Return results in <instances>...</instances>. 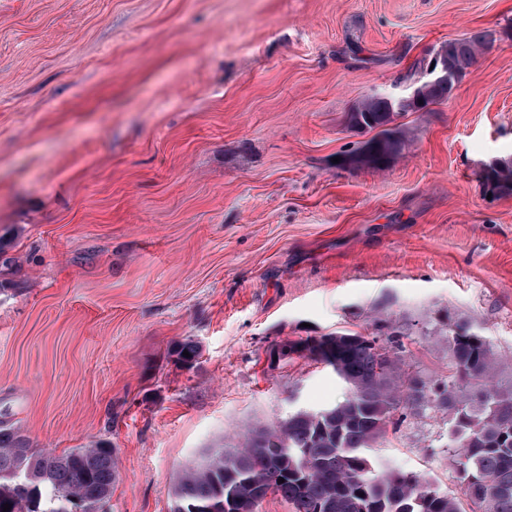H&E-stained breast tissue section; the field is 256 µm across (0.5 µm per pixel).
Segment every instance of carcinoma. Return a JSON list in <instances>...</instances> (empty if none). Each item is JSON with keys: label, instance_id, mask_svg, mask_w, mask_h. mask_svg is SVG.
<instances>
[{"label": "carcinoma", "instance_id": "1", "mask_svg": "<svg viewBox=\"0 0 512 512\" xmlns=\"http://www.w3.org/2000/svg\"><path fill=\"white\" fill-rule=\"evenodd\" d=\"M494 41L495 33L484 31L442 45L435 55L448 67V81L431 88L432 101L448 99ZM400 115L397 102L385 96L364 98L346 113L349 130H378L357 147L369 152L365 166L382 169L401 153L406 134L396 124ZM490 181L493 192L512 191V163H498ZM472 330L465 319L448 322L451 375L434 392L454 418L449 463L469 510L430 481L375 469L366 449L386 434L397 411L429 401L426 384L402 376L377 339L338 333L312 340L309 354L320 361L328 357L329 345L343 343L335 372L348 397L328 415H291L248 432L238 448L208 449L177 477L171 512H259L260 487L291 503L295 512H512V384L494 383L495 354ZM175 355L190 367L200 350L188 341ZM115 478L109 446L60 455L36 451L19 429L0 425V512L5 504L11 505L8 512H101Z\"/></svg>", "mask_w": 512, "mask_h": 512}]
</instances>
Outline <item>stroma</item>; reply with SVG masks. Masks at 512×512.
Masks as SVG:
<instances>
[{"label": "stroma", "instance_id": "35a3bbf8", "mask_svg": "<svg viewBox=\"0 0 512 512\" xmlns=\"http://www.w3.org/2000/svg\"><path fill=\"white\" fill-rule=\"evenodd\" d=\"M511 27L512 0H0V421L106 443L112 512H169L207 449L347 398L283 343L374 336L434 388L463 318L512 380V192L480 178L512 160ZM483 31L401 156L337 164L352 106ZM452 425L401 410L370 458L459 495Z\"/></svg>", "mask_w": 512, "mask_h": 512}]
</instances>
